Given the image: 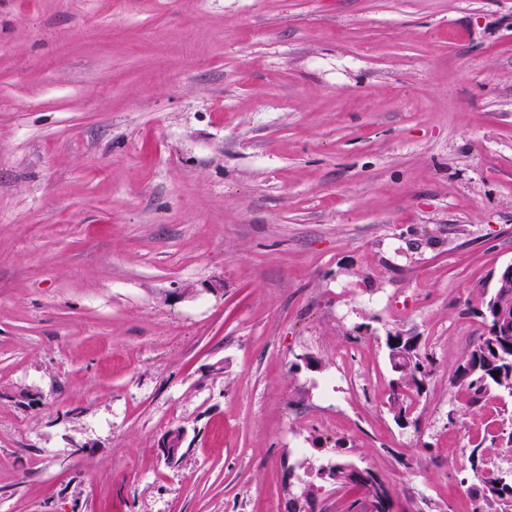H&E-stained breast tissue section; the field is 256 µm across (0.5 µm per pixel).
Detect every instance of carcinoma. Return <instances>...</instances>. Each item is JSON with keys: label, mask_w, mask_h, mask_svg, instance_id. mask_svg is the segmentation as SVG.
Wrapping results in <instances>:
<instances>
[{"label": "carcinoma", "mask_w": 512, "mask_h": 512, "mask_svg": "<svg viewBox=\"0 0 512 512\" xmlns=\"http://www.w3.org/2000/svg\"><path fill=\"white\" fill-rule=\"evenodd\" d=\"M512 307V288H496L484 302L479 315L486 322L488 335L479 341L465 354L455 368L451 384L464 388L470 395L473 405L480 403L493 390H501L512 396V346L507 344V337L495 335V308L499 304ZM405 341L414 345L412 354L403 362L396 361L393 345H388L389 359L393 364H401L402 375L408 390L394 395L390 399V410L398 419L412 409L408 399L421 395L427 379L432 375V361L418 353L417 337L407 336ZM470 470L480 476L481 488L474 490L478 504L474 512H512V469H485L484 456L480 446L471 449L468 456ZM319 477L329 479L340 487L356 489L359 497L349 504V512H366L365 503L373 499L378 504L391 500L389 488L368 484L358 478L355 466L350 463H337L329 468L321 469ZM315 498V487H310L288 500V512H306V505Z\"/></svg>", "instance_id": "1"}]
</instances>
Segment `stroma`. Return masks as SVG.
I'll list each match as a JSON object with an SVG mask.
<instances>
[{
  "instance_id": "obj_1",
  "label": "stroma",
  "mask_w": 512,
  "mask_h": 512,
  "mask_svg": "<svg viewBox=\"0 0 512 512\" xmlns=\"http://www.w3.org/2000/svg\"><path fill=\"white\" fill-rule=\"evenodd\" d=\"M511 263L512 0H0V512H472ZM500 303L512 307L511 287L494 288L493 294L484 302L478 314L489 328L488 336L479 338L452 374V385L465 388L472 405L480 403L493 390L512 396V311ZM495 328L498 336H494ZM509 336L510 347L506 343ZM493 372L497 375L493 376ZM400 334H396L393 336H387V347L389 350V359L391 362V366L393 369V364H401L402 366V375L405 379L408 390L401 393L400 395H394L390 399V410L392 411L395 420L402 417L409 410H412V397L413 395L421 396L425 383L427 379L432 375L433 363L427 356H422L417 351V337L415 336H405L406 343H410L413 345L412 354L405 359V361H401L399 359L396 361L397 356L394 354L395 350L393 345L390 342L394 338L400 337ZM410 399V402H408ZM186 430L184 427H176L169 430L157 447L168 464H175L178 459V451L185 439ZM355 469V466L350 463H336L329 468L321 469L318 475L321 479L333 481L337 487L358 490L360 497L350 502L349 512H373L365 510V503L370 499L377 501L380 506H383L385 501L391 500L392 494L387 486H377L373 483L369 485V481L358 478Z\"/></svg>"
}]
</instances>
